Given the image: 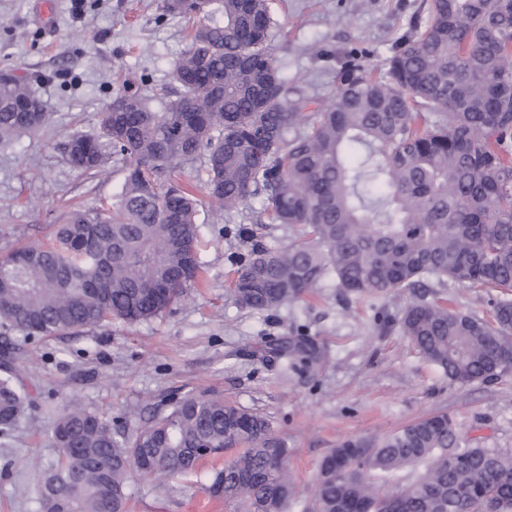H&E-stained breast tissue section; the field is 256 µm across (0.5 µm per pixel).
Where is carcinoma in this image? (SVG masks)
<instances>
[{"label": "carcinoma", "mask_w": 512, "mask_h": 512, "mask_svg": "<svg viewBox=\"0 0 512 512\" xmlns=\"http://www.w3.org/2000/svg\"><path fill=\"white\" fill-rule=\"evenodd\" d=\"M187 20L169 96L125 90L94 133L65 142L86 175L122 174L112 204L73 209L49 245L0 256V328L28 341L159 317L202 269L201 200L174 178L200 166L208 198L226 208L262 194L297 231L287 245L238 258L237 302L273 310L329 275L361 297L411 295L400 331L459 384L512 370V0H429L391 55L337 57L328 105L282 77L269 0H159ZM35 94L0 84V147L49 122ZM426 279L483 288L492 321L417 291ZM283 351L316 359L308 342ZM16 344L0 341V435L31 419ZM49 438L59 458L36 487L39 512H125L134 477L170 480L208 456L237 452L206 491L244 512H282L295 495L290 450L265 416L187 391L141 429L71 398ZM305 512H512V454L483 448L447 412L379 443L347 439L319 465Z\"/></svg>", "instance_id": "1"}]
</instances>
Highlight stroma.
<instances>
[{"instance_id": "35a3bbf8", "label": "stroma", "mask_w": 512, "mask_h": 512, "mask_svg": "<svg viewBox=\"0 0 512 512\" xmlns=\"http://www.w3.org/2000/svg\"><path fill=\"white\" fill-rule=\"evenodd\" d=\"M0 0V72L31 81L49 124L0 148V254L48 242L70 206L111 203L120 175L89 178L65 162L74 130L94 131L118 90L152 96L160 107L169 71L185 45L183 20L161 15L157 0ZM428 0H270L274 40H287L280 71L305 94L329 101L336 57L367 48L373 62L392 38L425 16ZM200 256L204 284L162 317L19 342L16 359L38 408L33 421L0 438V512H37L34 491L57 450L48 438L53 408L75 397L140 428L174 394L215 393L264 414L290 448L303 512L323 457L349 438L375 440L437 412L451 414L481 447L512 453V372L490 383L451 382L401 335L409 298H355L326 278L311 295L270 311L240 306L233 257L252 245L287 244L293 231L262 210L261 196L232 209L206 205ZM429 298L489 318L488 294L425 281ZM304 330L319 353L312 366L272 353L273 338ZM205 473L176 481L133 479L127 512H235L204 491Z\"/></svg>"}]
</instances>
